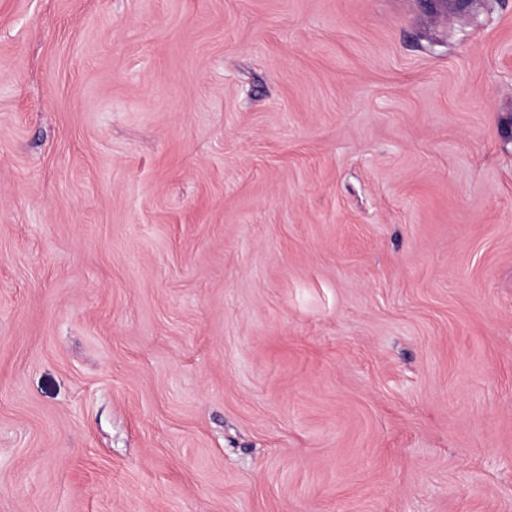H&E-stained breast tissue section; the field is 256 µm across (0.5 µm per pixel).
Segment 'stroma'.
Returning a JSON list of instances; mask_svg holds the SVG:
<instances>
[{"label": "stroma", "mask_w": 512, "mask_h": 512, "mask_svg": "<svg viewBox=\"0 0 512 512\" xmlns=\"http://www.w3.org/2000/svg\"><path fill=\"white\" fill-rule=\"evenodd\" d=\"M0 512H512V0H0Z\"/></svg>", "instance_id": "obj_1"}]
</instances>
